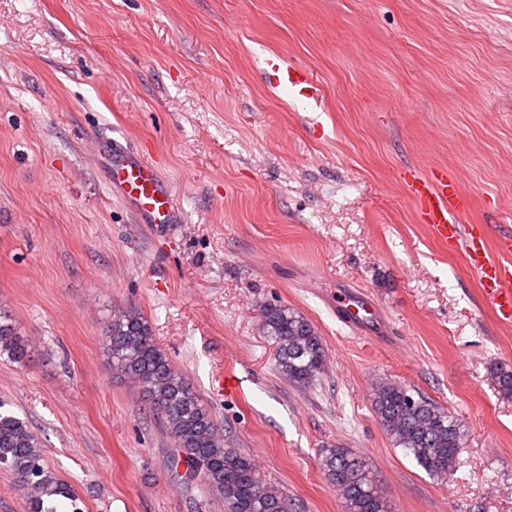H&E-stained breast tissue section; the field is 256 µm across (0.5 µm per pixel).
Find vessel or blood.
Wrapping results in <instances>:
<instances>
[{
    "label": "vessel or blood",
    "mask_w": 512,
    "mask_h": 512,
    "mask_svg": "<svg viewBox=\"0 0 512 512\" xmlns=\"http://www.w3.org/2000/svg\"><path fill=\"white\" fill-rule=\"evenodd\" d=\"M265 70L277 84L288 87L304 98L315 97L317 87L312 74L299 65L287 64L277 54L268 56ZM402 182L413 201L421 223L429 225L434 237L447 245L449 252L462 254L468 267L479 279L481 292L498 318L512 321V229L499 235L495 249H488V231L483 224H464L459 217L468 210L470 198L449 179L447 173L427 176L406 170ZM112 184L122 196L133 203L136 211L147 216L152 224L172 223L174 206L170 191L154 164L141 159L126 160L112 169ZM336 311L345 323L362 325L376 316L375 304L366 297L341 299Z\"/></svg>",
    "instance_id": "obj_1"
}]
</instances>
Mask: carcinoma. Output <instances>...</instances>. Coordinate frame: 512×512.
Instances as JSON below:
<instances>
[{"label":"carcinoma","mask_w":512,"mask_h":512,"mask_svg":"<svg viewBox=\"0 0 512 512\" xmlns=\"http://www.w3.org/2000/svg\"><path fill=\"white\" fill-rule=\"evenodd\" d=\"M262 331L276 349L280 374L306 386L326 371V352L314 326L286 306L262 310ZM112 371L136 382L186 463L184 479L224 499L225 512H289L287 496L264 482L255 460L224 439L204 400L154 343L144 314L136 307L113 312L104 330ZM14 361L29 356L12 319L0 314V354ZM490 378L499 394L512 399V368L497 365ZM374 415L393 442L429 477L443 481L453 470L462 425L448 409L398 380H379L372 393ZM320 467L340 496L344 512H387L362 460L341 446L321 452ZM0 469L24 492L26 512H54L48 503L73 491L47 466L41 444L26 422L0 412Z\"/></svg>","instance_id":"obj_1"}]
</instances>
